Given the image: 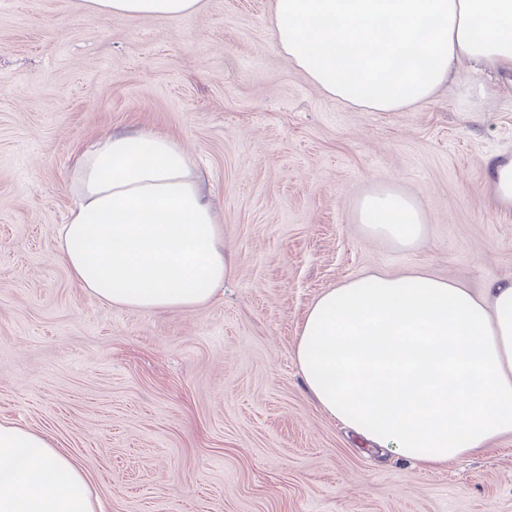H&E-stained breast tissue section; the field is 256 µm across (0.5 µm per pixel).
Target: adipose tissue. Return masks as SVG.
Masks as SVG:
<instances>
[{
	"label": "adipose tissue",
	"instance_id": "ef3b65f1",
	"mask_svg": "<svg viewBox=\"0 0 512 512\" xmlns=\"http://www.w3.org/2000/svg\"><path fill=\"white\" fill-rule=\"evenodd\" d=\"M94 12L183 19L199 0H89ZM280 52L325 93L396 112L449 84L459 60L512 73V0H275ZM55 235L75 282L140 312L208 304L232 275L194 161L171 137L112 133L79 153ZM365 231L410 249L406 195L358 203ZM322 410L429 469L512 433V278L475 293L426 274L358 277L308 309L295 351ZM0 512H101L84 469L42 434L0 420Z\"/></svg>",
	"mask_w": 512,
	"mask_h": 512
}]
</instances>
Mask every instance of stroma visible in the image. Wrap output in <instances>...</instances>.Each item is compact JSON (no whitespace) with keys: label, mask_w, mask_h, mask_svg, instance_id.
<instances>
[{"label":"stroma","mask_w":512,"mask_h":512,"mask_svg":"<svg viewBox=\"0 0 512 512\" xmlns=\"http://www.w3.org/2000/svg\"><path fill=\"white\" fill-rule=\"evenodd\" d=\"M273 0L187 20L0 0V419L50 438L105 512H512V434L422 470L362 447L306 390L302 320L325 290L425 272L512 278V211L485 188L512 154V85L458 80L398 112L337 100L273 46ZM151 130L198 162L234 274L210 304L91 297L58 253L77 152ZM413 197L426 235L368 236L359 199Z\"/></svg>","instance_id":"obj_1"}]
</instances>
